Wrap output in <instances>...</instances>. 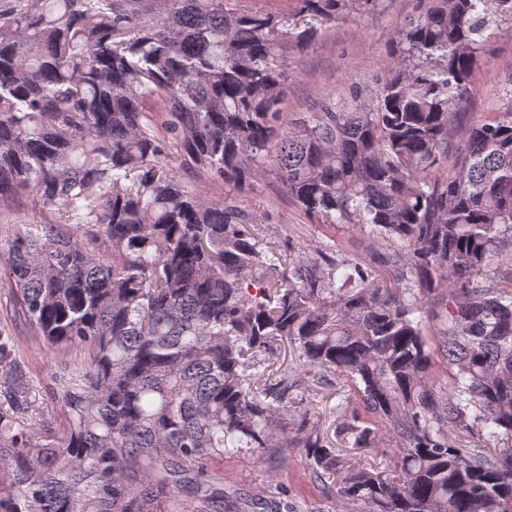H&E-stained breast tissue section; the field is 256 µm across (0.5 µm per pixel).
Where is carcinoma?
I'll use <instances>...</instances> for the list:
<instances>
[{
    "label": "carcinoma",
    "mask_w": 512,
    "mask_h": 512,
    "mask_svg": "<svg viewBox=\"0 0 512 512\" xmlns=\"http://www.w3.org/2000/svg\"><path fill=\"white\" fill-rule=\"evenodd\" d=\"M283 2L0 0V205L31 193L51 216L0 233V512H235L224 457L290 448L354 512H512V446L486 452L512 441V81L457 127L512 0H425L397 71L295 116L288 52L375 0ZM262 170L313 223L358 226L365 256L270 240L238 200ZM17 325L56 364L53 417ZM278 341L295 361L261 383ZM334 373L356 398L343 447L383 436L395 464L310 416ZM471 422L480 439L454 436ZM184 177L186 184L193 192L199 193L210 201H224V187L210 185L204 178L197 175ZM278 343L274 357L270 356V359H268L267 356H259L256 359L254 368L249 371L253 377H259L262 375H265L264 377H266L267 370L270 369L267 368V366L272 362H275L274 367H279L281 365L282 368H286L290 363H292V360H294L292 349L289 348L286 343L285 345L281 342Z\"/></svg>",
    "instance_id": "obj_1"
}]
</instances>
